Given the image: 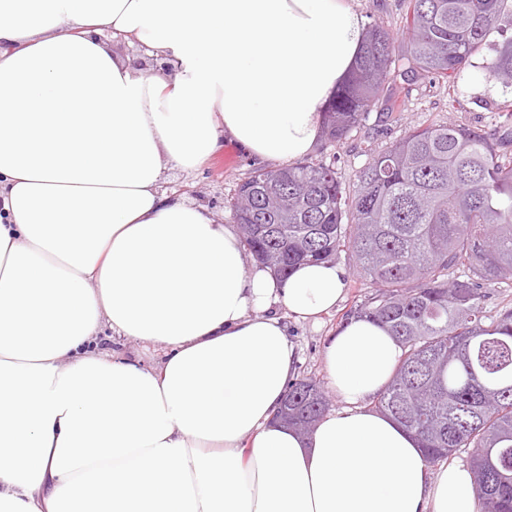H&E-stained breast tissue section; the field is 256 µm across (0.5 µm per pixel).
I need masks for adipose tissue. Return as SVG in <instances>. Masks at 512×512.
<instances>
[{
    "label": "adipose tissue",
    "instance_id": "1",
    "mask_svg": "<svg viewBox=\"0 0 512 512\" xmlns=\"http://www.w3.org/2000/svg\"><path fill=\"white\" fill-rule=\"evenodd\" d=\"M366 30L354 0H0V512H478L470 469L373 409L401 355L376 323L324 345L339 409L276 422L289 325L348 272L278 280L162 189L227 138L309 155ZM109 333L162 357L100 353Z\"/></svg>",
    "mask_w": 512,
    "mask_h": 512
}]
</instances>
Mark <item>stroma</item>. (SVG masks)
<instances>
[{
	"instance_id": "stroma-1",
	"label": "stroma",
	"mask_w": 512,
	"mask_h": 512,
	"mask_svg": "<svg viewBox=\"0 0 512 512\" xmlns=\"http://www.w3.org/2000/svg\"><path fill=\"white\" fill-rule=\"evenodd\" d=\"M492 56L490 49H483L473 57L471 66L451 81L418 82L410 91L400 118L393 119L378 111L370 112L364 126L343 142L332 146L318 143L309 155L310 160L332 165L343 185L349 187L369 153L391 145L403 135L407 125L441 124L452 120L470 128L490 127L498 119V105L503 98L499 85L490 86L481 79V65ZM254 170V165L241 151H234L229 161L219 151L195 173H172L169 186L188 202L207 205L216 214L223 215L227 212L226 203L237 186ZM335 261L348 272L343 301L320 323L300 322L291 326L303 360V375L320 383L325 380L321 350L327 336L350 318L356 306L371 293L351 251L338 252Z\"/></svg>"
}]
</instances>
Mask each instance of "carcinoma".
<instances>
[{
    "label": "carcinoma",
    "instance_id": "obj_1",
    "mask_svg": "<svg viewBox=\"0 0 512 512\" xmlns=\"http://www.w3.org/2000/svg\"><path fill=\"white\" fill-rule=\"evenodd\" d=\"M512 0H409L407 44L368 26L355 65L329 103L327 144L373 110L402 111L401 93L447 80L494 31L490 77L512 93ZM497 133L454 122L413 127L369 154L350 191L323 162L261 169L231 214L245 247L281 277L350 250L374 293L353 315L387 327L402 348L374 400L438 464L471 449L479 512H512V309L487 320V287L512 283V154ZM456 268L468 270L460 280ZM328 408L316 380L288 391V424L310 433Z\"/></svg>",
    "mask_w": 512,
    "mask_h": 512
}]
</instances>
